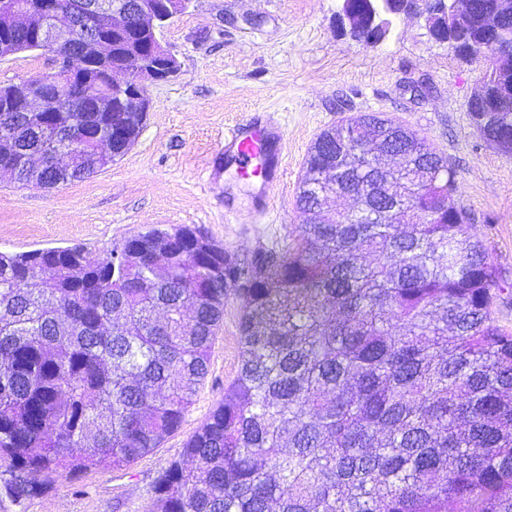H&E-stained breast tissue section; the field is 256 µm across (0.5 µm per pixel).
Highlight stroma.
<instances>
[{"instance_id": "stroma-1", "label": "stroma", "mask_w": 512, "mask_h": 512, "mask_svg": "<svg viewBox=\"0 0 512 512\" xmlns=\"http://www.w3.org/2000/svg\"><path fill=\"white\" fill-rule=\"evenodd\" d=\"M337 0H192L161 40L174 76L149 89L143 130L127 153L92 176L56 189L15 184L0 172V252L84 246L96 258L152 228L189 225L229 259L281 250L296 238V206L317 136L361 113L382 112L424 137L456 169L470 231L497 263L495 306L512 329V155L486 143L467 103L485 62L461 61L431 41L421 20L395 21L387 39L361 45L336 30ZM281 132L284 174L265 209L224 158V135L257 116ZM240 304L229 299L208 372L181 427L131 467L91 471L0 512H148L153 485L181 459L240 367Z\"/></svg>"}]
</instances>
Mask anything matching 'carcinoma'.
Wrapping results in <instances>:
<instances>
[{
  "label": "carcinoma",
  "mask_w": 512,
  "mask_h": 512,
  "mask_svg": "<svg viewBox=\"0 0 512 512\" xmlns=\"http://www.w3.org/2000/svg\"><path fill=\"white\" fill-rule=\"evenodd\" d=\"M18 52L39 46L11 35ZM112 93V66L87 62ZM26 81L47 111L0 112V164L53 189L124 156L146 114L93 112L62 71ZM512 84V68L483 86ZM480 136L512 153V100ZM359 211L329 209L349 186ZM456 169L378 113L320 133L298 237L247 263L199 229L0 252V499L123 470L181 425L229 292L241 365L156 481L150 512H512V330L469 232Z\"/></svg>",
  "instance_id": "1"
}]
</instances>
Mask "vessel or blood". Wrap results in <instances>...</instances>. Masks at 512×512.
<instances>
[{"label":"vessel or blood","instance_id":"1","mask_svg":"<svg viewBox=\"0 0 512 512\" xmlns=\"http://www.w3.org/2000/svg\"><path fill=\"white\" fill-rule=\"evenodd\" d=\"M279 139L278 126L266 118L234 127L224 137V154L232 160L238 177H259L261 192L257 199L261 202L266 199V191L282 175L280 155L273 149Z\"/></svg>","mask_w":512,"mask_h":512}]
</instances>
